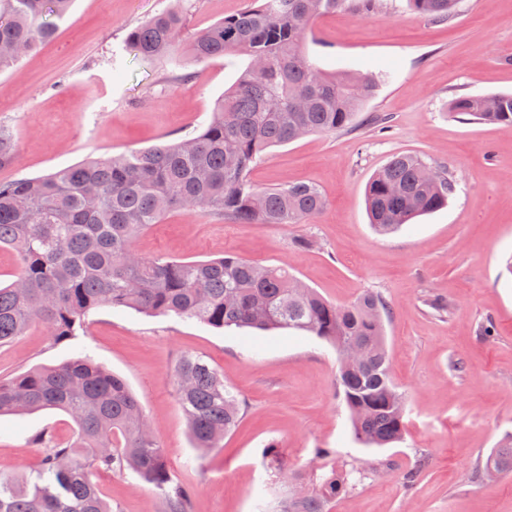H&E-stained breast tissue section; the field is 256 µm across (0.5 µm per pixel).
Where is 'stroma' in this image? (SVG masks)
Masks as SVG:
<instances>
[{
    "instance_id": "1",
    "label": "stroma",
    "mask_w": 512,
    "mask_h": 512,
    "mask_svg": "<svg viewBox=\"0 0 512 512\" xmlns=\"http://www.w3.org/2000/svg\"><path fill=\"white\" fill-rule=\"evenodd\" d=\"M247 0H188L185 34L238 13ZM172 0H74L54 40L0 69V128L17 144L0 181L44 175L88 158L180 140L205 125L247 57L195 63L139 60L125 50L134 27ZM312 61L381 79L363 119L348 131L311 134L265 151L250 171L261 187L309 182L324 199L306 224H237L204 210L174 211L134 243L147 257L210 260L231 253L287 267L335 304L373 291L385 323L391 375L407 430L391 448L358 444L339 394L338 354L291 330H217L128 308L91 313L77 336L56 343L41 327L0 346V379L57 365L89 347L142 403L174 480L192 492L190 512H259L287 495L282 461L306 479L347 477L328 512H512V473L489 481L481 464L512 433V128L464 123L448 103L460 95L512 93V0H459L436 22L380 0L370 15L345 5L308 34ZM386 118V128L365 117ZM445 168L455 184L447 208L380 235L365 186L397 153ZM312 239L309 249L297 248ZM439 298L445 311L433 310ZM494 332L485 336L482 325ZM203 356L242 405L222 448L200 454L188 436L170 375L183 354ZM72 419L56 410L0 418V474L30 476L40 432L66 440ZM96 480L114 512H164L136 474Z\"/></svg>"
}]
</instances>
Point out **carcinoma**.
I'll return each mask as SVG.
<instances>
[{
	"label": "carcinoma",
	"instance_id": "carcinoma-1",
	"mask_svg": "<svg viewBox=\"0 0 512 512\" xmlns=\"http://www.w3.org/2000/svg\"><path fill=\"white\" fill-rule=\"evenodd\" d=\"M345 0H248L239 13L182 41L184 0L150 17L126 38L135 58L181 49L196 62L228 54L249 63L215 103L206 127L179 141L89 158L49 174L0 182V247L17 256L16 279L0 287V346L33 325L53 342L69 340L90 312L124 307L197 320L214 328L288 329L316 336L338 353L337 384L358 443L384 448L403 439L404 398L391 377L383 298L366 292L349 305L326 300L288 270L226 254L211 260L143 257L135 240L169 212L198 208L239 224H305L324 207L320 191L298 182L257 187L249 171L265 150L313 133L351 126L373 91L371 73L326 71L305 39L320 15ZM71 0H0V66L52 40ZM456 0H408L414 12L448 19ZM449 109L464 121L512 127V94L460 96ZM0 129V167L16 158ZM453 183L421 157L393 156L370 178L367 211L377 232L399 230L445 207ZM171 381L193 445L221 447L241 405L204 357L186 353ZM60 410L74 421L70 439L44 435L42 464L21 482L0 476V512H113L95 473L127 469L164 500L165 512H188L190 490L172 477L166 454L125 381L84 355L0 379V416ZM512 472V433L482 464ZM293 485L282 512H326L343 487L331 472L315 486L280 466Z\"/></svg>",
	"mask_w": 512,
	"mask_h": 512
}]
</instances>
